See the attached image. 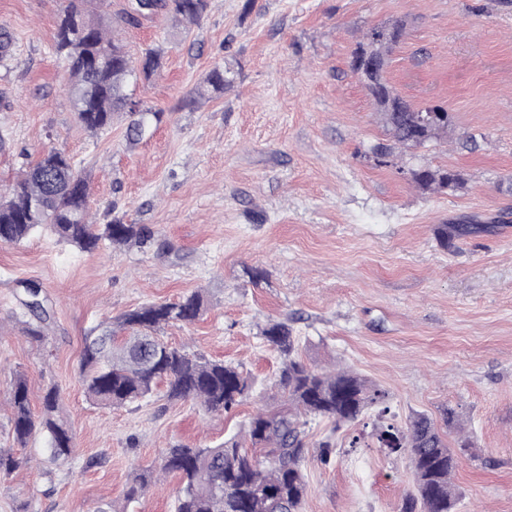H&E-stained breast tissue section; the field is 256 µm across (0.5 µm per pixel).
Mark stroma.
Returning a JSON list of instances; mask_svg holds the SVG:
<instances>
[{
	"mask_svg": "<svg viewBox=\"0 0 512 512\" xmlns=\"http://www.w3.org/2000/svg\"><path fill=\"white\" fill-rule=\"evenodd\" d=\"M58 4L0 0L14 35L0 66V191L56 148L89 175L93 213L144 225L159 243L90 254L41 231L0 245V399L21 375L35 400L58 387L74 435L61 468L42 439L23 448L29 465L0 475V512H174L178 479L129 503L131 470L159 467L175 444H220L256 409L279 410L281 359L262 330L284 320L305 363L361 375L385 392L394 423L453 407L473 438L453 475L457 512H512V0H209L188 32L162 14L123 27L132 57L163 51L160 71L133 88L162 114L137 144L127 115L94 138L77 122L53 51ZM397 20L390 83L451 116L447 137L394 147L401 173L371 156L389 133L350 67L368 31ZM218 63L233 83L188 105ZM423 167L459 174V188L422 189L410 172ZM438 224L493 230L447 251ZM27 282L53 307L43 342L23 333ZM194 291L205 315L165 327L164 341L239 367L250 398L223 415L160 395L93 403L79 379L90 330ZM378 422L373 409L339 430L310 420V441L333 436L336 457L324 466L310 449L301 512H398L409 460L379 448ZM92 457L101 465L87 467Z\"/></svg>",
	"mask_w": 512,
	"mask_h": 512,
	"instance_id": "obj_1",
	"label": "stroma"
}]
</instances>
